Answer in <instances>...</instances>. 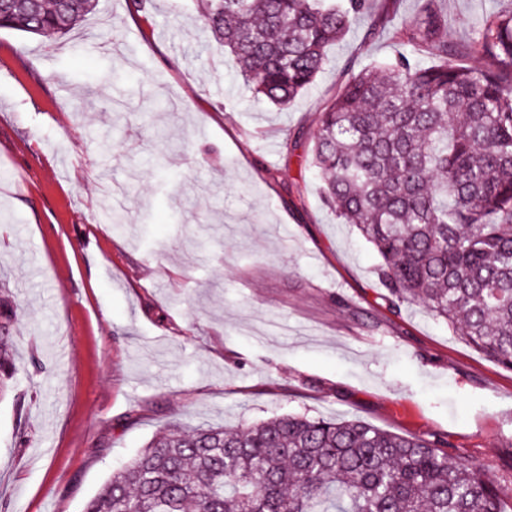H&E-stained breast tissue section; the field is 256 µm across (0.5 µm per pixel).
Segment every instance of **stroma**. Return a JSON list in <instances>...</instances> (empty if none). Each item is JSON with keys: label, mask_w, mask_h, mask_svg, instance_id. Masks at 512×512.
I'll return each instance as SVG.
<instances>
[{"label": "stroma", "mask_w": 512, "mask_h": 512, "mask_svg": "<svg viewBox=\"0 0 512 512\" xmlns=\"http://www.w3.org/2000/svg\"><path fill=\"white\" fill-rule=\"evenodd\" d=\"M436 5L461 45L512 0ZM370 25L285 109L225 61L201 0H98L56 37L0 29V282L24 396L0 399L8 512H82L159 430L284 414L440 441L512 503V372L392 306L303 163L340 86L403 50Z\"/></svg>", "instance_id": "1"}]
</instances>
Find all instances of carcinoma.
<instances>
[{
  "label": "carcinoma",
  "mask_w": 512,
  "mask_h": 512,
  "mask_svg": "<svg viewBox=\"0 0 512 512\" xmlns=\"http://www.w3.org/2000/svg\"><path fill=\"white\" fill-rule=\"evenodd\" d=\"M96 0H0V29L65 34ZM370 0H202L224 53L259 99L286 108L330 64ZM408 48L353 77L320 113L311 164L324 200L376 250L394 305H419L512 372V9L470 32L482 68L448 48L424 0L393 24ZM428 54L438 64L422 68ZM14 303L0 289V398L18 367ZM82 512H505L502 491L440 442L360 420L281 415L253 425L163 430Z\"/></svg>",
  "instance_id": "carcinoma-1"
}]
</instances>
